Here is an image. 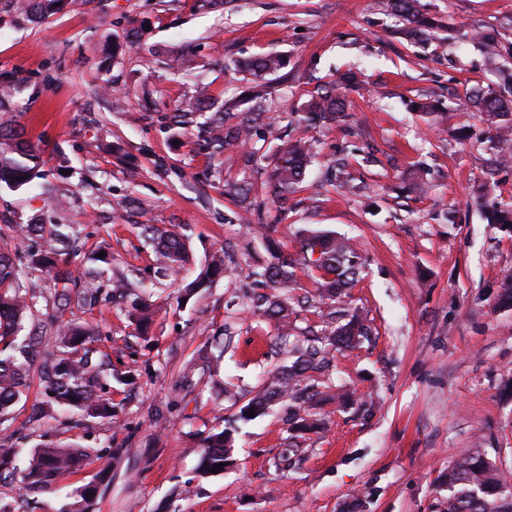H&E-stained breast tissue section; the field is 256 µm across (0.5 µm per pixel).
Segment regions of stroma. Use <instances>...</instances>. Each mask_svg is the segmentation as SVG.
Here are the masks:
<instances>
[{
	"label": "stroma",
	"instance_id": "35a3bbf8",
	"mask_svg": "<svg viewBox=\"0 0 512 512\" xmlns=\"http://www.w3.org/2000/svg\"><path fill=\"white\" fill-rule=\"evenodd\" d=\"M448 28L444 46L421 48L396 33L378 0H68L42 21L0 8V123L22 126L41 150L44 182L53 188L0 189V225L79 224L88 249L102 248L119 269L149 264L139 225H184L193 258L191 280L220 247L234 255L223 279L187 304L171 288L154 289L159 313L148 338L136 336L121 306L84 313L107 335L103 349L116 370H134L133 384H114L111 421L72 427L67 414L31 426L18 409L12 429L42 443L75 442L92 462L56 489L26 495L21 472L0 481V500L19 512H59L66 493L95 479V512H445L442 476L470 449L512 477V309L497 306L504 272L512 270V236L486 223L485 207L512 202V167L487 194L490 133L478 116L458 141L428 127L406 102L431 91L453 101L466 88L494 83L470 25L498 27L512 0H425ZM139 46L113 53L131 27ZM283 53L296 81L280 86L276 111L288 117L311 78L362 70L367 84L350 95L348 130L308 131L317 158L309 179L342 152L367 158L353 173L369 198L313 203L309 191L290 196L278 238L297 246L310 226L353 239L368 262L350 292L377 329L371 345L338 356L337 377L369 402L357 416L337 412L330 429L312 437L289 471L276 466L286 448V407L240 426L233 467L196 479L199 440L235 409L221 389L251 390L279 364L269 351L273 324L230 309L243 296V270L265 259L255 224L276 214L267 191L240 208L225 200L227 179L252 178L236 154L222 173L186 139L172 144L160 117L193 88L172 66L188 57L215 95L238 83L231 59ZM431 171L427 195L402 189L417 166ZM455 216L446 223L443 213ZM230 328L232 346L215 375L185 381L214 336Z\"/></svg>",
	"mask_w": 512,
	"mask_h": 512
}]
</instances>
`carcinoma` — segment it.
I'll return each mask as SVG.
<instances>
[{
  "label": "carcinoma",
  "mask_w": 512,
  "mask_h": 512,
  "mask_svg": "<svg viewBox=\"0 0 512 512\" xmlns=\"http://www.w3.org/2000/svg\"><path fill=\"white\" fill-rule=\"evenodd\" d=\"M64 0H4V5L33 19L46 18L63 7ZM383 12L398 19L397 33L414 45L435 38L436 20L423 12L421 0H380ZM472 37L488 60L500 57L501 33L478 25ZM287 66L278 52L238 58L234 73L242 76L245 89L231 99L209 93L205 83L196 84L193 95L162 117L163 130L175 138H196L212 160L237 151L266 176L261 182L278 203L306 187V176L316 156L315 146L304 137L286 140L277 116L270 112L275 81ZM503 86L474 87L457 103L458 111L478 113L491 133L489 174L512 164V73L500 71ZM363 85L361 75L347 72L316 84L304 93L294 114L304 129L345 128L351 114L350 91ZM433 125L450 119L448 106L427 94L407 101ZM340 162L327 169L316 189L326 193H352L355 186ZM40 156L35 146L11 126L0 124V183L13 189L32 187L41 178ZM412 189L426 194L428 170L410 174ZM255 195L252 181L224 180V197L245 204ZM278 209L274 220L256 225V235L269 246L270 261L249 268L246 278L252 291L243 311L275 323L277 334L270 346L284 362L269 375L259 390L239 406L236 419L254 409L260 417L277 403H288V448L282 461L292 462L304 452L307 436L328 430L321 413L328 401L341 411L359 413L366 402L356 391L336 383V354L354 351L372 342L373 329L359 309L340 297L360 282L365 265L362 251L349 239L314 229H304L294 252L276 245L274 235L282 221ZM486 219L512 234V205H499ZM7 228L34 245L0 249V425L21 403L33 379H38L42 399L34 403L28 421L68 412L88 424L112 419L111 382L122 381L114 373L109 354L100 349L105 335L99 325L64 321L65 314L91 310L116 297H132L131 311L137 318L138 334L148 333L153 312L148 300L134 289L150 280L155 286L179 285L180 298L190 299L224 275L227 249L215 252L199 275L181 282V272L190 258L189 237L175 228L141 225L142 246L153 255L150 272L139 269L112 270V256L99 258L87 252L83 231L76 224H9ZM313 289L301 290V277ZM498 304L512 308V271L500 282ZM47 312H42V308ZM26 436L15 431L0 438V472L15 467ZM232 429L208 432L200 439L196 474L214 475L216 465L234 464ZM91 453L75 444H45L26 460L24 482L31 492L55 487L66 475L89 463ZM447 512H512V481L492 464L481 448L448 465ZM100 486L89 483L68 494L72 502L62 512H93Z\"/></svg>",
  "instance_id": "carcinoma-1"
}]
</instances>
